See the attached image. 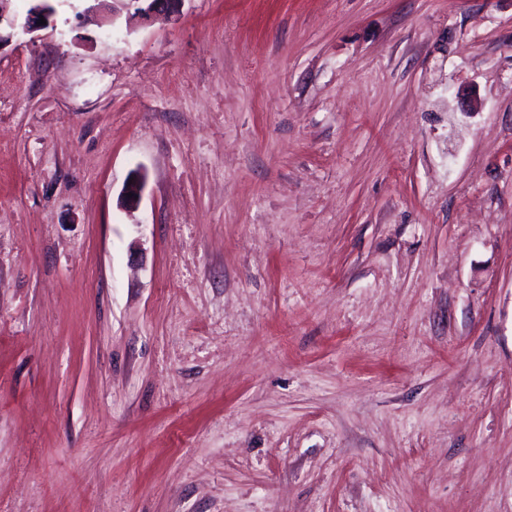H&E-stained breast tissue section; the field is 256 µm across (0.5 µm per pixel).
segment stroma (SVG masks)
Returning a JSON list of instances; mask_svg holds the SVG:
<instances>
[{
  "label": "stroma",
  "instance_id": "35a3bbf8",
  "mask_svg": "<svg viewBox=\"0 0 512 512\" xmlns=\"http://www.w3.org/2000/svg\"><path fill=\"white\" fill-rule=\"evenodd\" d=\"M49 2L0 45V512H512V0ZM183 0H133L135 3L146 2V5H139L136 7L135 13L140 15L143 19H150L156 14H165L170 17L179 14V7ZM129 180H132V184H129ZM144 184V175L141 172L133 173L123 188L121 207L124 209H133L134 207H137L141 200ZM129 193H132V197H129Z\"/></svg>",
  "mask_w": 512,
  "mask_h": 512
}]
</instances>
